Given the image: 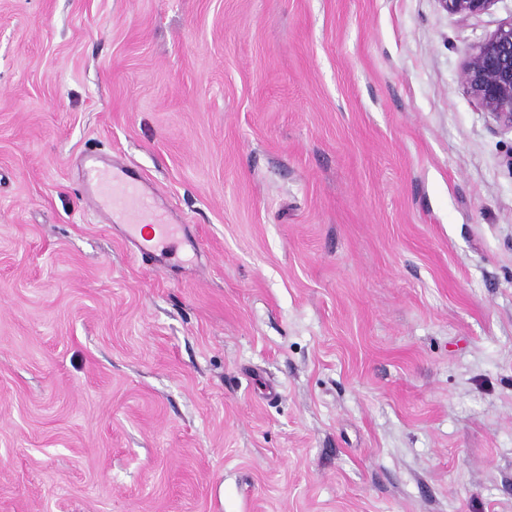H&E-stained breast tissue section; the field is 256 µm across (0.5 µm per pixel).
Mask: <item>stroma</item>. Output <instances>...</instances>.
<instances>
[{"label": "stroma", "mask_w": 512, "mask_h": 512, "mask_svg": "<svg viewBox=\"0 0 512 512\" xmlns=\"http://www.w3.org/2000/svg\"><path fill=\"white\" fill-rule=\"evenodd\" d=\"M510 20L0 0V512H512V130L458 80ZM84 183L89 203L108 224L119 211L129 227L128 238L142 257L149 255L159 244H174L177 239L169 225L154 213L150 196L145 193L139 180L131 176L127 163L105 159L97 155L83 158ZM154 224L158 238L136 239L133 231L138 224Z\"/></svg>", "instance_id": "1"}]
</instances>
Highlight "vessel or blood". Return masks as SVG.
<instances>
[{"mask_svg":"<svg viewBox=\"0 0 512 512\" xmlns=\"http://www.w3.org/2000/svg\"><path fill=\"white\" fill-rule=\"evenodd\" d=\"M84 183L89 203L105 221L122 215L128 227L142 223L155 225L156 243L135 241L134 247L140 255L151 254L155 244H172L176 238L169 225L154 213L150 197L138 180L132 177L128 164L97 155L83 158Z\"/></svg>","mask_w":512,"mask_h":512,"instance_id":"obj_1","label":"vessel or blood"}]
</instances>
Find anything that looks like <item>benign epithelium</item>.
Returning <instances> with one entry per match:
<instances>
[{
  "mask_svg": "<svg viewBox=\"0 0 512 512\" xmlns=\"http://www.w3.org/2000/svg\"><path fill=\"white\" fill-rule=\"evenodd\" d=\"M443 10L468 22L487 12L495 0H439ZM460 82L476 105L512 129V21L467 51Z\"/></svg>",
  "mask_w": 512,
  "mask_h": 512,
  "instance_id": "7a95c632",
  "label": "benign epithelium"
}]
</instances>
